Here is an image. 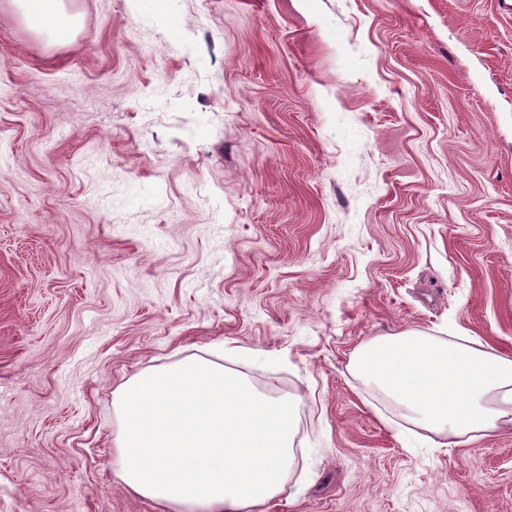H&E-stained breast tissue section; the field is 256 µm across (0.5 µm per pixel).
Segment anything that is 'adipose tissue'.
I'll return each instance as SVG.
<instances>
[{
    "instance_id": "obj_1",
    "label": "adipose tissue",
    "mask_w": 512,
    "mask_h": 512,
    "mask_svg": "<svg viewBox=\"0 0 512 512\" xmlns=\"http://www.w3.org/2000/svg\"><path fill=\"white\" fill-rule=\"evenodd\" d=\"M37 31L73 29L62 0H17ZM414 422L452 438L512 430V354L412 332L379 336L353 354ZM123 418L118 476L139 496L198 512H265L293 458L289 401L256 396L238 375L196 358L144 372L115 395Z\"/></svg>"
}]
</instances>
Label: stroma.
<instances>
[{
  "mask_svg": "<svg viewBox=\"0 0 512 512\" xmlns=\"http://www.w3.org/2000/svg\"><path fill=\"white\" fill-rule=\"evenodd\" d=\"M0 0V512H168L117 390L190 358L294 403L270 512H512V431L437 447L350 358L512 354L505 0ZM16 3L33 27L51 40L76 25V19L64 11L61 0H17Z\"/></svg>",
  "mask_w": 512,
  "mask_h": 512,
  "instance_id": "35a3bbf8",
  "label": "stroma"
}]
</instances>
